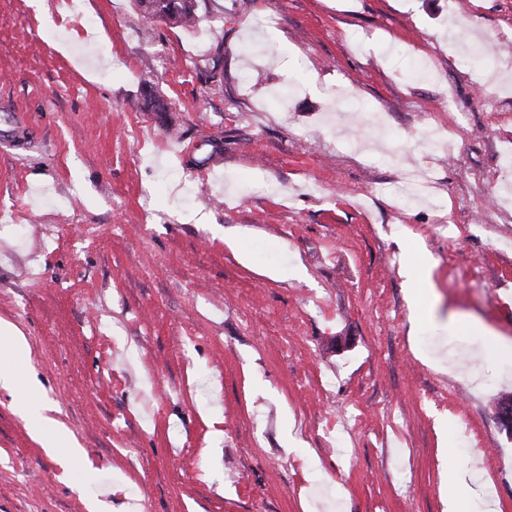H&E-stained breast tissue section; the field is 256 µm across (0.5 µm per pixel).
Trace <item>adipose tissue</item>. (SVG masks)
<instances>
[{"mask_svg": "<svg viewBox=\"0 0 512 512\" xmlns=\"http://www.w3.org/2000/svg\"><path fill=\"white\" fill-rule=\"evenodd\" d=\"M28 354L23 333L11 322L0 320V387L19 391V412L32 435H41L48 421L49 405L42 402L39 386L25 377L21 361Z\"/></svg>", "mask_w": 512, "mask_h": 512, "instance_id": "ef3b65f1", "label": "adipose tissue"}]
</instances>
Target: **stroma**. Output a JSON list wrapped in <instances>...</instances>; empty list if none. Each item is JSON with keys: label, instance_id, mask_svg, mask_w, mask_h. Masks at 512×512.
Wrapping results in <instances>:
<instances>
[{"label": "stroma", "instance_id": "35a3bbf8", "mask_svg": "<svg viewBox=\"0 0 512 512\" xmlns=\"http://www.w3.org/2000/svg\"><path fill=\"white\" fill-rule=\"evenodd\" d=\"M45 3L0 0V318L79 452L0 387V512H444L447 466L512 512V0ZM197 0H135L151 21L188 29L197 25ZM431 264L426 263L423 268L417 272L414 277V288L410 293V304L415 309V311L419 314H423L425 299L428 294L429 288H432V283L430 281V270ZM427 271L426 277H424V272ZM420 285H424V289L420 288Z\"/></svg>", "mask_w": 512, "mask_h": 512}]
</instances>
